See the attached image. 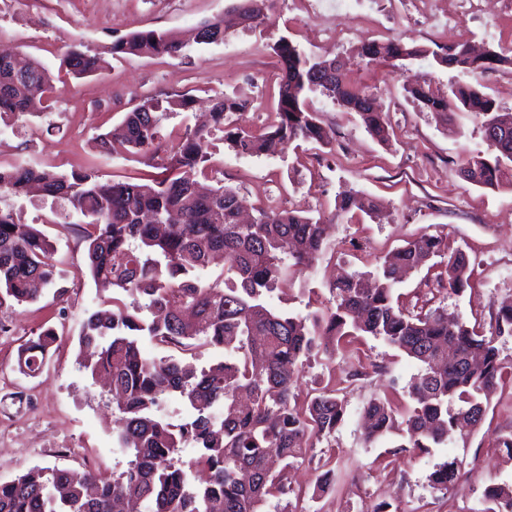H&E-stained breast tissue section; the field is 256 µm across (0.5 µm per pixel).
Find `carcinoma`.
Listing matches in <instances>:
<instances>
[{"label":"carcinoma","instance_id":"1","mask_svg":"<svg viewBox=\"0 0 512 512\" xmlns=\"http://www.w3.org/2000/svg\"><path fill=\"white\" fill-rule=\"evenodd\" d=\"M269 0H239L233 7L241 22H266ZM224 19L214 17L185 39L156 31L131 32L112 43V55L187 56L190 43L224 39ZM465 45L426 49L401 40L371 41L359 56L369 64L417 57L469 74H486L512 56L489 48L480 57L463 53ZM272 50L280 59L279 122L271 129L237 126L235 116L249 103L232 96L215 100L202 125L187 126L168 137L163 122L192 107L186 93L160 100L148 96L125 113V132L94 138L98 156L110 161L140 155L156 169L139 181L104 179L93 168L69 174L23 163L0 166V193L28 197L37 188L62 201L80 217L85 264L90 276L115 287L112 297L82 319L78 344L81 366L103 377L121 396V425L116 447L130 460L110 476L89 469L35 466L0 482V512H111L112 502L134 497L143 512H268L292 489L288 469L305 458L314 443L330 438L344 421L347 402L336 379L301 397L294 383L304 363L336 353L359 336H371L421 364L401 407L392 397H376L362 408L368 422L364 440L396 434L399 448L426 451L466 437L483 422L487 396L512 363L500 357L496 341L512 336V305L492 313L489 328L470 327L442 307L417 311L394 298L403 276L422 263L441 258L444 275L429 291L459 296L471 287L465 252H445L443 241L423 234L388 253L374 269L338 280L335 305L305 316L276 311L268 299L279 286L312 267L326 246L328 225L308 211L264 203L254 220L237 218L239 197L216 180L208 194L196 191L199 179L214 178L215 132L238 154L272 155L295 141L324 145L328 133L306 107L316 90L358 113L366 131L380 143L389 141L381 112H363L370 96L345 78L324 84L315 72L336 69L334 58H311L282 37ZM105 61L98 54L70 50L66 73L78 78L96 74ZM63 78L33 58L25 73L0 57V122L8 127L22 117L52 110ZM420 108L448 122L467 112L479 118L486 151L468 155L462 173L473 185L497 188L512 173V113L498 111L497 101L468 83L435 94L426 82L407 89ZM378 204L359 192H345L337 214L373 215ZM55 250L36 225L16 211L0 209V307L38 300V283L56 289ZM220 260L222 271L204 281L200 273ZM182 353L146 356L140 341ZM57 335L51 328L28 340L18 355L19 371L43 370ZM216 350L222 358L207 367L196 360ZM178 394L193 418L174 424L160 415L165 395ZM191 446V468L206 475L199 485L175 455ZM455 460L435 466L432 488L454 490ZM478 512H512V485L490 483Z\"/></svg>","mask_w":512,"mask_h":512}]
</instances>
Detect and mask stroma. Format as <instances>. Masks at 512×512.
Segmentation results:
<instances>
[{
    "label": "stroma",
    "mask_w": 512,
    "mask_h": 512,
    "mask_svg": "<svg viewBox=\"0 0 512 512\" xmlns=\"http://www.w3.org/2000/svg\"><path fill=\"white\" fill-rule=\"evenodd\" d=\"M233 0H0V49L14 51L58 70L71 48L107 57L96 75L69 79L55 109L35 126L0 130V163L22 161L68 172L99 166L105 177L121 179L143 170L141 157L100 163L90 149L92 137L120 125L125 112L146 95L185 92L194 98L190 110L165 121V130L199 122L212 100L221 95L247 100L238 123L258 130L277 122L280 63L272 51L288 37L304 53L337 59L347 80L368 92L386 116L390 140L382 144L363 127L359 116L334 104L321 92L307 104L329 133V143L289 145L275 156H249L218 144L224 184L238 191L249 207L280 199L287 208L323 215L331 222L328 248L312 269L276 289L271 307L308 314L333 305L331 285L341 272H365L392 249L423 234L439 237L449 249L470 259L472 289L440 301L467 323L489 322L502 302L512 301V185L483 189L460 173L467 154L484 149L481 123L460 113L441 123L421 110L405 88L427 81L439 94L464 81L482 85L501 111L512 113V65L493 73L461 75L432 60H400L368 67L356 56L364 42L400 40L431 45L427 23L406 0H351L336 11V0H322L332 25L342 34L333 41L320 34L321 19L308 15L307 0H273L269 21L259 27L235 25L222 41L193 45L188 57L110 56L113 41L134 31H190L200 22L229 14ZM446 44L512 49V12L498 0H485L482 13L465 15L444 35ZM373 198L376 218L336 213L345 191ZM0 207L20 211L53 242L55 259L67 291L43 289L33 303L0 308V480L33 466L80 467L93 458L96 468L111 474L125 468L127 456L116 452L117 415L112 395L93 383L77 361L79 324L109 289L94 282L84 264V244L75 215L52 199L15 198L0 194ZM56 329L60 345L43 371L21 375L18 350L42 328ZM367 373L346 390L344 423L329 439L317 442L312 459L288 472L300 490L298 512H470L477 507L487 481L512 484V464L502 459L494 439L512 431V378L490 394L486 418L467 440L420 452L399 450L394 436L368 445L359 409L389 390L406 393L418 373L415 360L371 337L337 355L334 368L314 361L301 371L295 393L324 386L330 375L345 377L352 356ZM455 458L465 473L460 486L444 493L431 487L436 464ZM334 472L331 490L314 498L319 460Z\"/></svg>",
    "instance_id": "35a3bbf8"
}]
</instances>
